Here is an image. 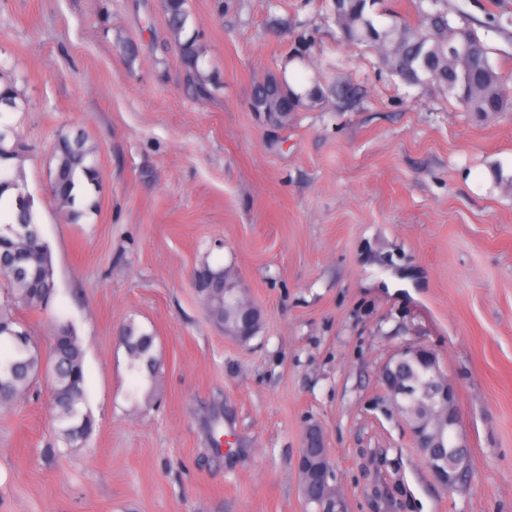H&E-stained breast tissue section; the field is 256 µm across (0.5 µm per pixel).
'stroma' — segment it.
Returning <instances> with one entry per match:
<instances>
[{"mask_svg":"<svg viewBox=\"0 0 512 512\" xmlns=\"http://www.w3.org/2000/svg\"><path fill=\"white\" fill-rule=\"evenodd\" d=\"M221 82L189 95L162 0H0V108L57 290L18 315L70 322L84 352V448L56 441L49 384L0 409V512H304L295 461L318 426L344 512H512V112L481 117L342 47L329 0H189ZM308 38L306 62L293 60ZM348 89L275 122L255 81ZM93 146L99 207L71 223L46 176L58 133ZM261 313L214 324L202 263ZM156 336L154 373L122 330ZM437 355L457 394L466 485L431 478L383 395L400 348ZM243 446L212 450L207 421Z\"/></svg>","mask_w":512,"mask_h":512,"instance_id":"stroma-1","label":"stroma"}]
</instances>
